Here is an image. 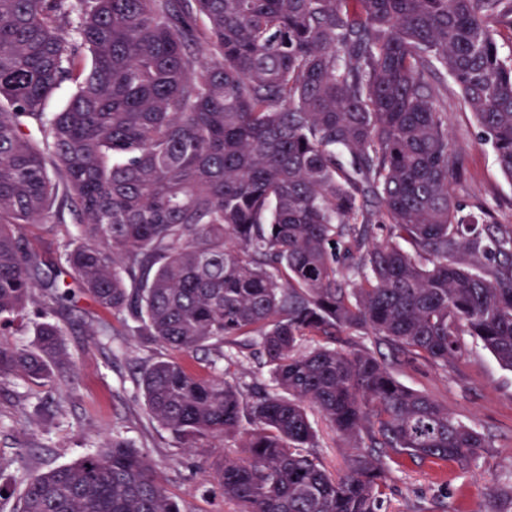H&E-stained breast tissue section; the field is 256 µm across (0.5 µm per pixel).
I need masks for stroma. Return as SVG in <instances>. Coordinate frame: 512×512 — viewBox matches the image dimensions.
Here are the masks:
<instances>
[{
	"label": "stroma",
	"mask_w": 512,
	"mask_h": 512,
	"mask_svg": "<svg viewBox=\"0 0 512 512\" xmlns=\"http://www.w3.org/2000/svg\"><path fill=\"white\" fill-rule=\"evenodd\" d=\"M448 108V133L462 168L452 182L456 199L466 210L484 206L495 220L512 224V182L500 174L494 154L482 144L471 112L456 85L443 92ZM33 249L47 275L64 267V246L74 243L71 219L31 227ZM69 321L62 338L65 377L47 385L19 379L0 383V475L13 483V494L0 498V512H18L19 490L27 476L70 462L100 449L112 438L125 440L146 454L160 473L168 493L185 512H230L223 497L213 493L205 468L210 448L186 454L176 438L147 414L137 385L139 371L168 357L167 348L139 336L133 322L100 311L80 291H73ZM106 323L110 333L92 336L88 323ZM454 371L445 373L424 361L394 366L404 385L423 390L447 404L459 419L491 437L468 472L450 466L405 462L392 466L388 512H481L487 494L512 490V371L473 340ZM239 357L229 365L232 379L249 384L270 383L268 367L237 347L216 344L189 359L198 372L208 371L222 355Z\"/></svg>",
	"instance_id": "1"
}]
</instances>
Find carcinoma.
<instances>
[{
	"label": "carcinoma",
	"instance_id": "carcinoma-1",
	"mask_svg": "<svg viewBox=\"0 0 512 512\" xmlns=\"http://www.w3.org/2000/svg\"><path fill=\"white\" fill-rule=\"evenodd\" d=\"M504 33L512 0H0V328L38 289L45 316L33 349L0 331V382L62 363L69 291L26 235L62 197L66 273L172 352L140 371L151 418L188 453L239 440L210 465L236 512H385L404 460L470 470L489 437L378 350L446 372L469 337L512 370V224L453 196L436 87L512 181ZM336 335L373 347L300 350ZM216 342L258 346L273 388L184 362ZM312 411L350 448L340 473ZM20 512L182 509L114 438L28 477Z\"/></svg>",
	"mask_w": 512,
	"mask_h": 512
}]
</instances>
